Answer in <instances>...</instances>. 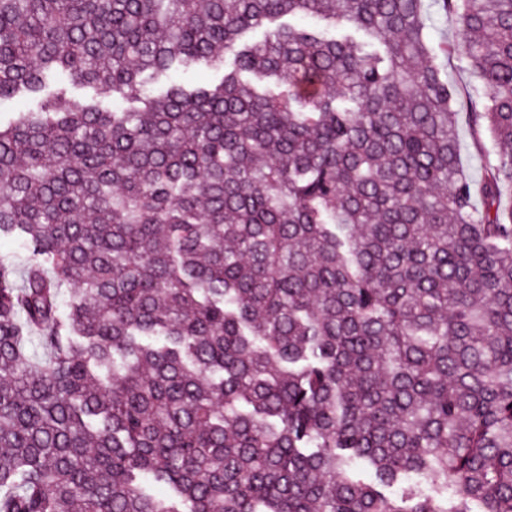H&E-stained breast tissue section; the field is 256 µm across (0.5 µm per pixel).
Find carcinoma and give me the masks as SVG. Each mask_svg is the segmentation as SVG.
<instances>
[{
    "label": "carcinoma",
    "instance_id": "obj_1",
    "mask_svg": "<svg viewBox=\"0 0 512 512\" xmlns=\"http://www.w3.org/2000/svg\"><path fill=\"white\" fill-rule=\"evenodd\" d=\"M435 2L480 103L423 0H0V512H512V0ZM424 8L429 13V34L433 46L437 49L438 46L447 43L455 36V24L450 15L443 14L438 7L431 0H424ZM436 63L440 65L448 77V83L454 86L461 94H470L478 101L483 95L479 82L470 73L467 63L455 56H445L438 53ZM459 153L462 163L471 171L474 179L478 180L482 174L486 155L478 151L465 126L459 130Z\"/></svg>",
    "mask_w": 512,
    "mask_h": 512
}]
</instances>
